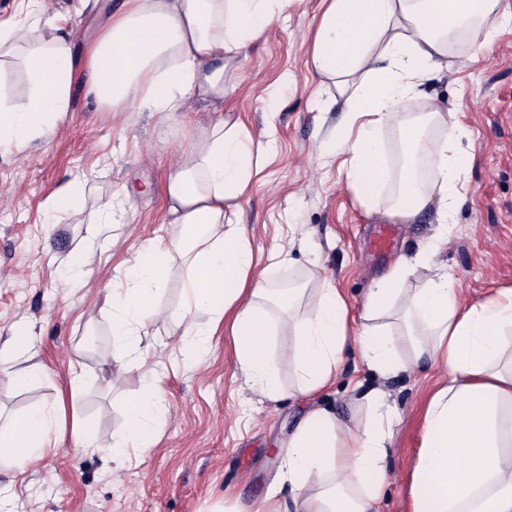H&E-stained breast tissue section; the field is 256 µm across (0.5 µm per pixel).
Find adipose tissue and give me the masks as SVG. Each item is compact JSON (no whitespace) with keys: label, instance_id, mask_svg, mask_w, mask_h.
Instances as JSON below:
<instances>
[{"label":"adipose tissue","instance_id":"ef3b65f1","mask_svg":"<svg viewBox=\"0 0 512 512\" xmlns=\"http://www.w3.org/2000/svg\"><path fill=\"white\" fill-rule=\"evenodd\" d=\"M304 0H122L75 60L70 35L42 22V0H21L20 12L0 21V47L17 49L28 93L0 92V149H23L53 137L67 114L77 77L111 112H171L196 97L219 103L224 69L249 43ZM310 60L321 83L344 98L334 144L347 178L373 197L385 157L375 133L395 119V102L426 112L446 129L428 143L435 180L405 176L384 217L409 224L437 203L436 246L447 244L462 201L460 172L472 158L468 134L420 90L430 72L448 64L449 44L489 47L496 22L512 15L504 0H322ZM267 144L239 120H218L195 136L167 182L168 214L177 236L152 240L135 252L120 287L107 289L111 332L130 366L144 351L136 334L154 317L174 257L185 275L174 316L191 361L210 337L229 326L239 369L252 387L276 397L279 365L269 346L271 306L294 307L300 288H273L257 270L246 225L230 223ZM425 288L407 292L404 265L394 266L360 305L362 324L350 333L349 305L322 281L317 300L299 321H283L280 345L294 362L295 388L310 397L330 384L348 347L379 374L408 365L442 367L447 377L423 407L422 437L410 472L406 512H512V289L481 300L465 297L452 275L426 256ZM395 314L410 346L401 358L388 325ZM165 405L143 379L126 406L127 430L111 444L118 460L146 454ZM60 406L38 407L0 424V467L25 471L55 450ZM398 412L382 391L366 395L342 417L315 407L288 439L281 470L295 512H379L380 490L393 453Z\"/></svg>","mask_w":512,"mask_h":512}]
</instances>
